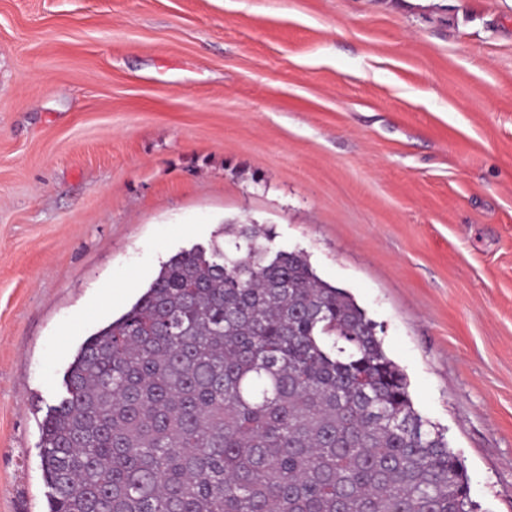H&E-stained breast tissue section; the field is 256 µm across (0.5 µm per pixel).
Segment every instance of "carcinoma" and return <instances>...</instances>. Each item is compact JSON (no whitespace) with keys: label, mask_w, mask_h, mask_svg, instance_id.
Segmentation results:
<instances>
[{"label":"carcinoma","mask_w":512,"mask_h":512,"mask_svg":"<svg viewBox=\"0 0 512 512\" xmlns=\"http://www.w3.org/2000/svg\"><path fill=\"white\" fill-rule=\"evenodd\" d=\"M164 262L41 427L49 512H474L354 298L271 230Z\"/></svg>","instance_id":"1"}]
</instances>
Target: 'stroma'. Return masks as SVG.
<instances>
[{
	"label": "stroma",
	"instance_id": "35a3bbf8",
	"mask_svg": "<svg viewBox=\"0 0 512 512\" xmlns=\"http://www.w3.org/2000/svg\"><path fill=\"white\" fill-rule=\"evenodd\" d=\"M271 227L512 512V0H0V512L172 255Z\"/></svg>",
	"mask_w": 512,
	"mask_h": 512
}]
</instances>
